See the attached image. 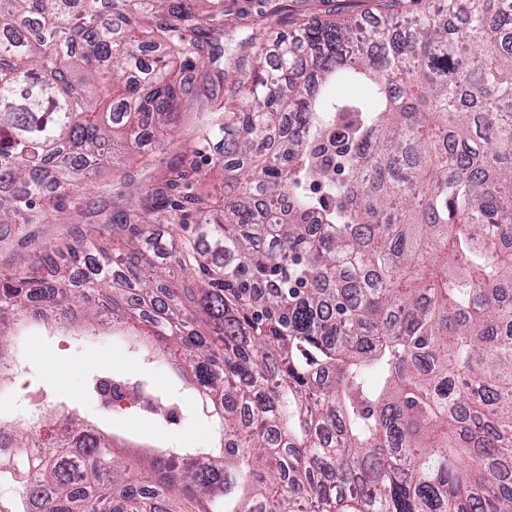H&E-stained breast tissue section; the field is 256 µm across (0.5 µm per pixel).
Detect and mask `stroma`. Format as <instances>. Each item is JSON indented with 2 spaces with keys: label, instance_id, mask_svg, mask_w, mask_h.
<instances>
[{
  "label": "stroma",
  "instance_id": "1",
  "mask_svg": "<svg viewBox=\"0 0 512 512\" xmlns=\"http://www.w3.org/2000/svg\"><path fill=\"white\" fill-rule=\"evenodd\" d=\"M315 7L314 0H224V33L219 41L225 59H252L255 48L245 42L249 34L274 43L278 33L292 29L301 14ZM86 228L85 219L75 215L66 224H0V272L29 264L35 254ZM18 346L24 370L21 379L0 391L2 413L25 414L39 404L73 403L86 418L129 440V447L115 454L129 466L142 461L152 446L207 448L217 435L193 385L169 363L146 361L129 352L111 332L77 341L39 331L19 339ZM112 374L148 382L168 395L179 407L176 420L151 414L133 401L123 408L103 406L93 384Z\"/></svg>",
  "mask_w": 512,
  "mask_h": 512
}]
</instances>
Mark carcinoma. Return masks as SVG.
<instances>
[{
	"label": "carcinoma",
	"mask_w": 512,
	"mask_h": 512,
	"mask_svg": "<svg viewBox=\"0 0 512 512\" xmlns=\"http://www.w3.org/2000/svg\"><path fill=\"white\" fill-rule=\"evenodd\" d=\"M416 2L405 27L311 14L276 64L211 73L222 5L0 0V224L66 223L188 98L192 153L224 170L216 206L192 162L126 178L142 211L0 273V387L19 317L109 320L182 362L219 445L133 470L74 410L38 418L63 438L0 420V512H512V0ZM147 44L168 57L133 81Z\"/></svg>",
	"instance_id": "obj_1"
}]
</instances>
